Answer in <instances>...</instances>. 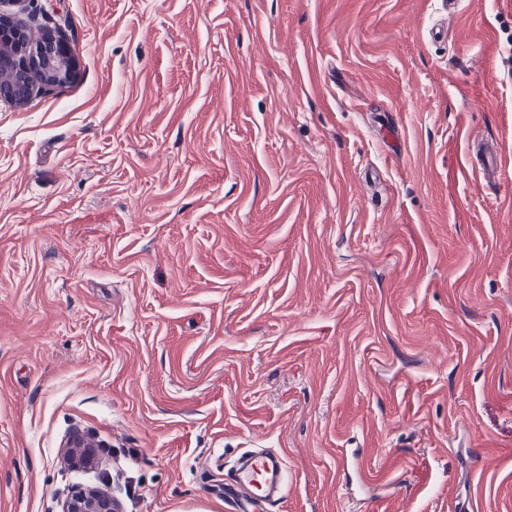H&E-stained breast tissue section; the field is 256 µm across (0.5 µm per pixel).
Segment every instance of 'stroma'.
Wrapping results in <instances>:
<instances>
[{
  "label": "stroma",
  "instance_id": "35a3bbf8",
  "mask_svg": "<svg viewBox=\"0 0 512 512\" xmlns=\"http://www.w3.org/2000/svg\"><path fill=\"white\" fill-rule=\"evenodd\" d=\"M25 7L76 65L0 100V512H226L257 448L275 512H512V5ZM233 482L232 512H266L283 498L284 458L268 449L248 450L236 462ZM118 501L98 493L75 490L61 501V512H120Z\"/></svg>",
  "mask_w": 512,
  "mask_h": 512
}]
</instances>
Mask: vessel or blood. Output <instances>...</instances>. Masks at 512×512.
Listing matches in <instances>:
<instances>
[{
	"label": "vessel or blood",
	"instance_id": "1",
	"mask_svg": "<svg viewBox=\"0 0 512 512\" xmlns=\"http://www.w3.org/2000/svg\"><path fill=\"white\" fill-rule=\"evenodd\" d=\"M286 484L280 453L268 449L244 452L235 465L232 512H268L282 499Z\"/></svg>",
	"mask_w": 512,
	"mask_h": 512
}]
</instances>
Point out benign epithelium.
<instances>
[{"instance_id":"1","label":"benign epithelium","mask_w":512,"mask_h":512,"mask_svg":"<svg viewBox=\"0 0 512 512\" xmlns=\"http://www.w3.org/2000/svg\"><path fill=\"white\" fill-rule=\"evenodd\" d=\"M75 62L63 38L45 35L32 43L26 27L0 14V69L14 81L0 86V98L25 101L36 89H52L67 83ZM61 512H121L118 501L98 493L75 490L61 501Z\"/></svg>"}]
</instances>
